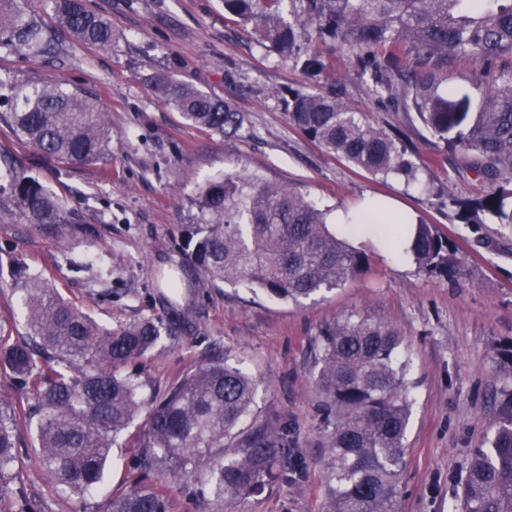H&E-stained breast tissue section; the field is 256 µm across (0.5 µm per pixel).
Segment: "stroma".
<instances>
[{
    "mask_svg": "<svg viewBox=\"0 0 512 512\" xmlns=\"http://www.w3.org/2000/svg\"><path fill=\"white\" fill-rule=\"evenodd\" d=\"M112 21V49L95 50L58 31V60L0 52V77L62 82L95 96L112 122V156L92 165L60 166L36 156L0 122V149L10 150L82 223L56 233L18 215H0V324L21 330L11 315L15 268L50 269L64 295L99 323L118 325L146 314L181 324L145 359L149 388H165L218 353L249 374L261 415L287 421L302 473L241 500L237 512H324L328 428L310 344L320 327L355 314L389 325L413 385L397 512H448L472 448L487 438L498 407L493 396L507 382L494 356L512 338V230L465 224L458 212L484 190L462 154L446 151L403 107L377 103L346 48H316L328 69L306 76L292 61L260 45L251 25L228 14L224 0H87ZM166 77L229 98L244 115L238 135L193 126L164 104L156 85ZM341 88L368 120L396 135L415 179L381 180L327 153L289 121V90ZM256 173L296 187L318 207L353 211L372 197L395 199L413 218L436 225L455 248L451 276L419 272L387 245L362 243L367 269L345 287L294 305L243 285L213 286L194 279L174 301L155 283L157 270L186 259L184 226L190 201L225 170ZM90 256L101 281L70 272L68 261ZM21 467L44 512H104L105 492L83 506L49 491L32 448L21 436Z\"/></svg>",
    "mask_w": 512,
    "mask_h": 512,
    "instance_id": "stroma-1",
    "label": "stroma"
}]
</instances>
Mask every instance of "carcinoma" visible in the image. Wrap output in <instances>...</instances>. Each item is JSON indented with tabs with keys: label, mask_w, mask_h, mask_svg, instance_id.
I'll return each mask as SVG.
<instances>
[{
	"label": "carcinoma",
	"mask_w": 512,
	"mask_h": 512,
	"mask_svg": "<svg viewBox=\"0 0 512 512\" xmlns=\"http://www.w3.org/2000/svg\"><path fill=\"white\" fill-rule=\"evenodd\" d=\"M58 24L79 42L112 49V21L86 0H54ZM224 0V10L252 25L258 41L291 58L309 76L325 69L317 52L300 54L312 33L355 55L378 103L407 89L418 120L446 147L460 150L488 191L464 208L465 224L489 216L512 227V72L476 83L478 96L443 94L448 63L469 58L494 64L512 58V0ZM56 34L19 0H0V51L45 57ZM159 89L191 125L224 136L242 129L243 114L182 82ZM0 115L14 134L58 165L97 162L112 152V125L98 100L61 83L18 84L0 78ZM291 123L326 152L374 177L413 175L404 151L384 129L334 91H289ZM9 202L29 224H77L79 213L0 152V211ZM185 225L189 259L203 281L245 282L263 294L299 304L345 287L368 266V255L330 231L326 213L298 190L257 174L226 171L192 200ZM389 242L412 235L409 256L427 274L451 275L456 252L436 225L374 214ZM178 295L176 271L159 274ZM24 315L19 338L0 325V369L31 397L27 406L0 403V512H42L18 466L21 429L35 427V450L50 491L80 503L104 480L116 437L142 412L131 437L125 477L109 491L104 512H173L167 482L189 479L185 498L224 512L273 480L293 458L287 426L255 417V387L242 370L213 355L167 388L144 393L143 360L179 326L156 315L107 327L65 298L46 273L24 274L13 287ZM398 332L365 318L326 325L311 344L327 442L325 512H395L410 417L407 363L397 358ZM512 376V340L495 348ZM491 435L473 449L450 512H512V386L502 389Z\"/></svg>",
	"instance_id": "1"
}]
</instances>
